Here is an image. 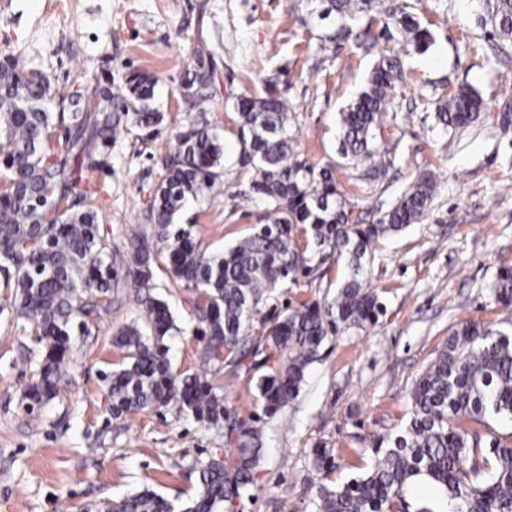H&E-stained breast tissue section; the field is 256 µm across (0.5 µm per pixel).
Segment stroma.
<instances>
[{
  "label": "stroma",
  "mask_w": 512,
  "mask_h": 512,
  "mask_svg": "<svg viewBox=\"0 0 512 512\" xmlns=\"http://www.w3.org/2000/svg\"><path fill=\"white\" fill-rule=\"evenodd\" d=\"M407 2L433 36L427 52L366 16L350 20L353 38L332 40L335 26L318 18V0H0V57L32 60L58 92L106 72L116 90L132 70L159 77L163 122L144 139L138 129L121 130L107 167L86 176L103 216L100 231L113 245L146 228L159 157L189 119L177 87L196 45L216 64L218 94L206 117L224 137V192L190 203L179 221L193 225L209 250L249 234L263 212L242 198L248 174L235 163L237 115L224 104L260 93L255 73L262 67L288 88L297 160L317 170L335 165L356 223H375L421 174L438 185L420 223L374 245L367 277L383 305L377 323L331 337L297 398L262 417L258 480L234 512H314L322 482L312 465L317 445L334 458L333 480L356 476L368 463L361 453L367 441L402 426L414 383L452 330L475 323L512 332V306L491 294L502 261H512V42L481 22L472 0ZM362 31L370 47L358 45ZM383 54L404 57L406 76L376 130L387 166L369 180L342 164L338 118ZM467 86L483 99L478 120L455 133L434 126L432 100ZM345 275L340 265L296 275L275 304L329 300ZM8 277L0 269V512H102L106 502L145 488L176 506L195 495L193 467L223 455V434L171 408L119 419L108 408L102 375L119 357L112 336L146 321L135 288L85 317L57 398L31 408L23 391L43 345L31 321L17 316ZM154 293L177 325L167 340L172 365L199 366L206 339L195 292L160 268Z\"/></svg>",
  "instance_id": "stroma-1"
}]
</instances>
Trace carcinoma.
Instances as JSON below:
<instances>
[{
	"instance_id": "carcinoma-1",
	"label": "carcinoma",
	"mask_w": 512,
	"mask_h": 512,
	"mask_svg": "<svg viewBox=\"0 0 512 512\" xmlns=\"http://www.w3.org/2000/svg\"><path fill=\"white\" fill-rule=\"evenodd\" d=\"M482 2L500 37L512 41V0ZM406 8L399 0H323L319 17L370 14L386 29L395 25L415 51L425 52L430 34ZM209 58L196 47L194 67L180 79L183 111L195 117L171 135L161 157L160 180L143 215L153 235L130 238L120 265L100 234L102 216L92 191L79 185L86 172L107 166L99 148L111 145L120 129L130 124L149 132L162 122L154 107L159 77L133 71L117 93L110 81H79L58 97L42 70L14 55L0 60V263L13 269L14 307L44 343L23 398L33 407L57 396L70 367L74 327L85 326L79 317L131 284L147 322L125 325L113 337L119 362L104 376L112 417L173 408L224 432V455L198 468V489L188 502L176 508L145 489L112 501L106 512L232 509L257 481L263 431L255 411L244 415L224 403L217 372L227 368L234 374L260 355L253 364L260 371L254 388L264 415L290 404L330 336L376 323L382 303L365 276L374 242L419 223L437 196L436 183L422 176L377 223L351 222L334 169L317 171L294 159L297 138L288 99L279 81L262 78L264 91L237 97L233 110L236 163L249 173L243 198L263 205L264 215L224 252L207 251L192 225L177 220L188 203L223 186L224 140L205 119L206 105L217 96ZM404 76L401 57L381 56L364 89L339 113L340 156L364 166L367 177L380 172L376 130ZM55 96L53 113L45 103ZM482 107L473 89L462 88L436 103L435 123L446 130L465 128ZM58 126L62 132L56 136ZM159 243L166 245L163 259L171 276L197 292L194 304L206 336L200 360L216 366L212 374L176 370L167 357L175 324L168 304L152 294ZM328 262L349 270L332 299L260 317L277 288ZM492 294L512 305V265L501 264ZM491 419L512 420V334L465 324L449 334L448 347L416 381L404 425L363 449L370 464L360 475L341 484L328 479L334 470L329 450H313V467L324 473L315 512H409L405 490L419 481L440 494L419 500L414 512H445L446 505L451 512H512V447L498 439L485 446L473 430Z\"/></svg>"
}]
</instances>
